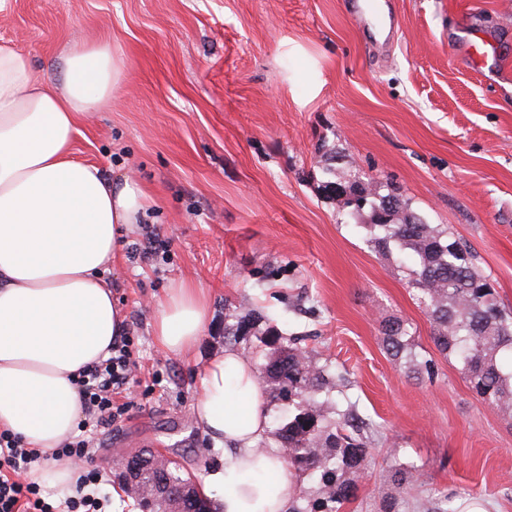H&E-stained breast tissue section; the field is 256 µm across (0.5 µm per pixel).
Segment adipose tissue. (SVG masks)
<instances>
[{"label": "adipose tissue", "instance_id": "obj_1", "mask_svg": "<svg viewBox=\"0 0 512 512\" xmlns=\"http://www.w3.org/2000/svg\"><path fill=\"white\" fill-rule=\"evenodd\" d=\"M48 85L31 57L0 44V430L49 455L82 408L74 384L126 335L129 316L105 279L130 225L149 207L131 177L110 179L72 154L77 120L108 106L123 69L106 43H73ZM208 318L205 289L179 282L158 305L153 333L169 354L191 353ZM197 426L229 462L207 487L217 512H285L295 478L262 449L267 405L251 361L225 350L205 363Z\"/></svg>", "mask_w": 512, "mask_h": 512}]
</instances>
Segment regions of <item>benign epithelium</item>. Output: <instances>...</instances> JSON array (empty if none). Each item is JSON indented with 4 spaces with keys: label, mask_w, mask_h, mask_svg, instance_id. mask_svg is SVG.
Listing matches in <instances>:
<instances>
[{
    "label": "benign epithelium",
    "mask_w": 512,
    "mask_h": 512,
    "mask_svg": "<svg viewBox=\"0 0 512 512\" xmlns=\"http://www.w3.org/2000/svg\"><path fill=\"white\" fill-rule=\"evenodd\" d=\"M176 460L156 451L150 455H142L139 466L130 468L127 473L126 490L137 501L149 500L155 504L152 512H176L175 502L188 498L198 500V510L209 512L208 501L202 494L197 482L193 479L173 483L168 481L160 485L147 484L143 480L142 470L155 466L167 469Z\"/></svg>",
    "instance_id": "obj_1"
}]
</instances>
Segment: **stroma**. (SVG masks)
Instances as JSON below:
<instances>
[{"mask_svg": "<svg viewBox=\"0 0 512 512\" xmlns=\"http://www.w3.org/2000/svg\"><path fill=\"white\" fill-rule=\"evenodd\" d=\"M398 29L387 50L347 0H6L0 40L28 53L48 82L75 42L108 43L124 81L111 105L80 117L76 159L132 175L153 197L144 224L167 246L123 251L107 279L130 318L137 370L131 403L100 429V493L119 489L141 449L179 460L198 480L223 449L196 427L199 375L236 347L255 369L302 337L348 385L342 403L369 422L375 465L344 512H418L444 491L484 512H512V415L473 394L431 340L414 298L410 250L369 245L368 213L348 214L322 188L329 149L357 180L391 183L414 211L466 242L503 312H512V0H389ZM495 41L504 62L469 67L467 34ZM188 281L206 288L209 321L191 358L166 354L156 303ZM257 309L236 343L224 304ZM409 324L432 372L408 377L383 348L379 323ZM418 466L398 493L384 459Z\"/></svg>", "mask_w": 512, "mask_h": 512, "instance_id": "obj_1", "label": "stroma"}]
</instances>
